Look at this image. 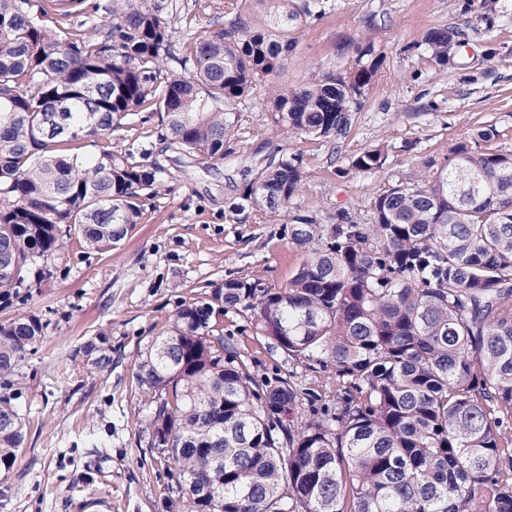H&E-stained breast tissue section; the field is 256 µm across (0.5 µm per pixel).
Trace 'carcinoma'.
Segmentation results:
<instances>
[{"label": "carcinoma", "instance_id": "carcinoma-1", "mask_svg": "<svg viewBox=\"0 0 512 512\" xmlns=\"http://www.w3.org/2000/svg\"><path fill=\"white\" fill-rule=\"evenodd\" d=\"M250 2L212 0L216 22L179 37L161 2L112 0L90 34L70 24L98 9L90 0H0V308L50 275L64 239L107 252L140 222L141 199L162 194L152 150L103 144L134 116L161 118L163 152L180 164L222 162L262 136L243 121L254 109L289 135L347 134L375 48L343 75L282 85L288 23L336 4L257 0L260 19ZM454 39L437 26L422 42L444 64ZM79 140L98 154L62 153ZM386 159L379 144L334 173L375 174ZM305 179L302 155L282 151L227 215L288 217L304 254L288 283L229 274L139 355L151 447L188 512H512V154L459 143L435 172L382 188L369 224L300 209ZM226 310L289 360L332 371L331 399L245 371L214 334ZM45 327L34 312L0 323V472L25 439L13 375ZM77 355L112 367L103 332Z\"/></svg>", "mask_w": 512, "mask_h": 512}]
</instances>
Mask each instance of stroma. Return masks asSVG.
<instances>
[{
	"instance_id": "35a3bbf8",
	"label": "stroma",
	"mask_w": 512,
	"mask_h": 512,
	"mask_svg": "<svg viewBox=\"0 0 512 512\" xmlns=\"http://www.w3.org/2000/svg\"><path fill=\"white\" fill-rule=\"evenodd\" d=\"M335 13L291 31L285 82L302 85L323 73H344L366 45L382 62L353 113L349 133L334 142L274 132L249 142L211 167L169 166L166 192L143 199L135 229L112 251L85 253L68 240L51 260L53 277L26 303L0 310V321L22 312L47 324L43 341L14 378L26 414L25 440L13 468L0 478V512H185L186 503L151 448V405L136 381L137 359L167 329L178 305L205 297L225 275H246L272 286L288 282L303 255L284 224L225 219L229 204L262 163L279 150L302 153L307 179L299 206L328 214L346 211L370 222V202L388 182L413 181L426 160L444 164L449 150L482 128L496 136L489 149L512 152V0H335ZM444 25L460 41L447 64L422 44ZM158 116L115 132L116 150L161 151ZM387 144L376 174L335 175L364 149ZM219 327L257 375L292 374L300 387H330L315 373L270 351L234 312ZM112 346L111 369L87 370L73 353L97 333ZM104 448L86 447L90 435Z\"/></svg>"
}]
</instances>
